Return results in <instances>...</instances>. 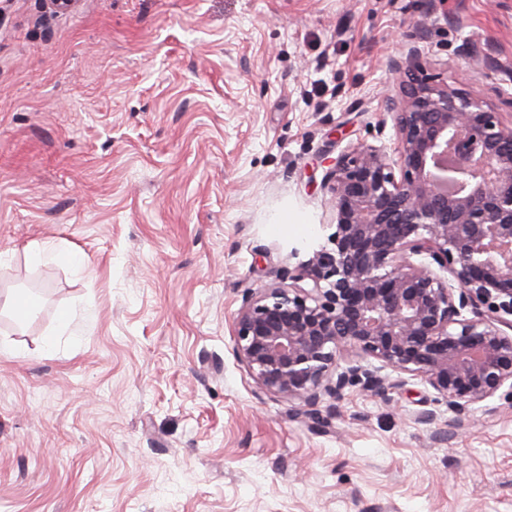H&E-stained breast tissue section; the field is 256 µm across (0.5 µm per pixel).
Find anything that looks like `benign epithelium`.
<instances>
[{
	"label": "benign epithelium",
	"instance_id": "benign-epithelium-1",
	"mask_svg": "<svg viewBox=\"0 0 512 512\" xmlns=\"http://www.w3.org/2000/svg\"><path fill=\"white\" fill-rule=\"evenodd\" d=\"M391 71L393 154L358 142L328 160L332 248L288 286L248 292L233 322L260 388L315 424L349 386L385 399L405 384L385 368L460 416L505 387L512 398V94L494 89L499 111L429 72L415 45Z\"/></svg>",
	"mask_w": 512,
	"mask_h": 512
}]
</instances>
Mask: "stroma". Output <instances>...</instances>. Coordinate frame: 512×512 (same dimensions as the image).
I'll use <instances>...</instances> for the list:
<instances>
[{
  "mask_svg": "<svg viewBox=\"0 0 512 512\" xmlns=\"http://www.w3.org/2000/svg\"><path fill=\"white\" fill-rule=\"evenodd\" d=\"M422 19L449 81L512 90V0H0V512H512L503 396L452 429L420 380L352 386L317 425L234 352L327 244L323 158L392 147ZM33 258L39 262H56L70 265L81 266L84 262L83 258L69 250L49 251L46 252L39 246L34 245L31 247Z\"/></svg>",
  "mask_w": 512,
  "mask_h": 512,
  "instance_id": "stroma-1",
  "label": "stroma"
}]
</instances>
